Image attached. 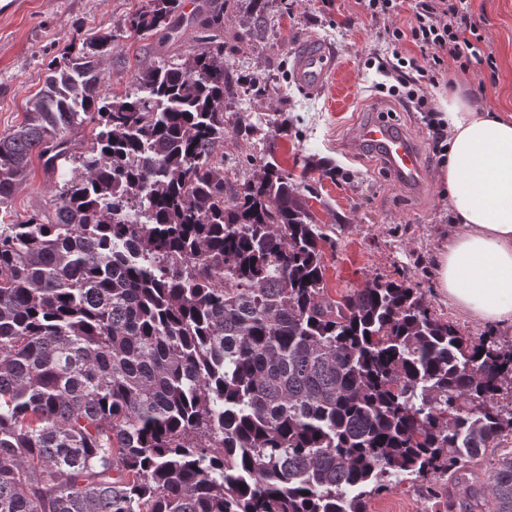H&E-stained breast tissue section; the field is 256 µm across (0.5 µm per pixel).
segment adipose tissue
Listing matches in <instances>:
<instances>
[{"mask_svg": "<svg viewBox=\"0 0 512 512\" xmlns=\"http://www.w3.org/2000/svg\"><path fill=\"white\" fill-rule=\"evenodd\" d=\"M448 160L439 172L457 226L437 257L439 288L463 314L512 323V118L442 101Z\"/></svg>", "mask_w": 512, "mask_h": 512, "instance_id": "adipose-tissue-1", "label": "adipose tissue"}]
</instances>
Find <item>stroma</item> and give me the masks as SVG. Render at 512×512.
<instances>
[{
	"label": "stroma",
	"mask_w": 512,
	"mask_h": 512,
	"mask_svg": "<svg viewBox=\"0 0 512 512\" xmlns=\"http://www.w3.org/2000/svg\"><path fill=\"white\" fill-rule=\"evenodd\" d=\"M146 0H0V133L18 124L27 101L46 78L45 61L60 58L75 30L90 33L111 27L116 41L112 59L102 66L107 92L121 95L134 86L137 72L153 62L193 51L194 27L182 38L162 41L137 36L127 17ZM271 24L255 34L248 22L250 0H213L224 12V66L245 63L249 73L271 77L276 88L231 95L224 111L226 158L248 161V175L261 162L276 163L291 174L326 240L324 282L329 298L366 288L374 281H403L417 288L434 316L452 322L472 339L494 336L512 344V325L467 318L442 296L435 277L440 248L456 230L448 198L437 173L446 158L433 150L423 113L402 96L382 93L376 63L386 55V32L406 27L410 12L371 18L364 0H263ZM471 21L485 41L495 68H449L424 92L440 103L449 91L463 88L479 109L512 114V0H471ZM314 38L334 54L339 66L322 90L302 89L294 80V52L301 37ZM385 114L420 151L425 184L413 189L395 183L377 152H354L352 128L373 112ZM262 123L265 141L246 136L251 123ZM53 182L35 168L19 185L12 207L24 218L46 209ZM496 459L485 456L435 489L447 512H479L465 499L464 486L486 493ZM370 512H430L427 492L409 482L392 484L374 497Z\"/></svg>",
	"instance_id": "1"
}]
</instances>
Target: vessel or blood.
Listing matches in <instances>:
<instances>
[{
	"mask_svg": "<svg viewBox=\"0 0 512 512\" xmlns=\"http://www.w3.org/2000/svg\"><path fill=\"white\" fill-rule=\"evenodd\" d=\"M334 66L333 58L317 41L302 40L294 61L295 79L301 87L310 91L321 89ZM352 145L379 149L390 174L399 183L409 186L421 182L424 170L420 154L388 119L377 117L359 124L353 132Z\"/></svg>",
	"mask_w": 512,
	"mask_h": 512,
	"instance_id": "obj_1",
	"label": "vessel or blood"
}]
</instances>
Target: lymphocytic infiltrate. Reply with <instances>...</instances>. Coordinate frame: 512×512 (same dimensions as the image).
<instances>
[{
  "instance_id": "f902f5d3",
  "label": "lymphocytic infiltrate",
  "mask_w": 512,
  "mask_h": 512,
  "mask_svg": "<svg viewBox=\"0 0 512 512\" xmlns=\"http://www.w3.org/2000/svg\"><path fill=\"white\" fill-rule=\"evenodd\" d=\"M413 14L408 29H393L387 42L388 58L380 71L393 83L390 95L406 94L417 111L426 113L429 135L434 145H442L446 131L436 117V109L424 94L425 84L435 81L446 60L467 70L470 63L493 65L492 56L484 54L483 40L469 20L470 0H413ZM412 41L418 52H403L404 41Z\"/></svg>"
}]
</instances>
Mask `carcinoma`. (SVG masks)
<instances>
[{
  "mask_svg": "<svg viewBox=\"0 0 512 512\" xmlns=\"http://www.w3.org/2000/svg\"><path fill=\"white\" fill-rule=\"evenodd\" d=\"M182 6L126 28L176 39ZM205 26L120 96L112 30L79 38L0 135V210L32 158L58 179L51 215L0 218V512H369L512 429V345L402 281L328 298L290 174L224 175V14ZM481 512H512L511 454Z\"/></svg>",
  "mask_w": 512,
  "mask_h": 512,
  "instance_id": "1",
  "label": "carcinoma"
}]
</instances>
